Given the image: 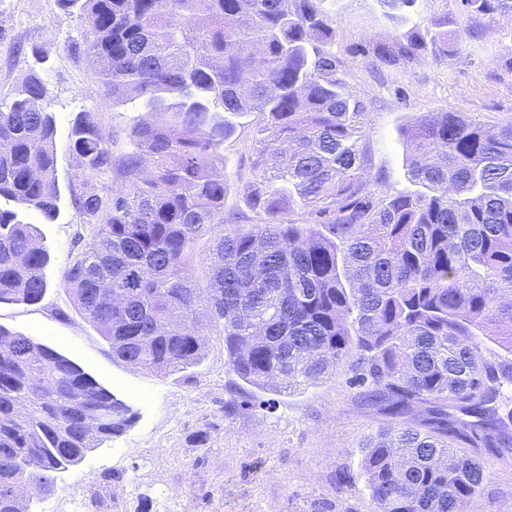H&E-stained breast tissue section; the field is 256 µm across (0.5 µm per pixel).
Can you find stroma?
I'll use <instances>...</instances> for the list:
<instances>
[{
	"label": "stroma",
	"mask_w": 512,
	"mask_h": 512,
	"mask_svg": "<svg viewBox=\"0 0 512 512\" xmlns=\"http://www.w3.org/2000/svg\"><path fill=\"white\" fill-rule=\"evenodd\" d=\"M336 37L329 50L337 75L368 114L366 142L373 171L388 187L407 191L404 130L431 112L453 111L494 126L512 121V10L467 17L460 0H417L406 18H387L381 0H326ZM444 22L468 27L462 49L448 59L417 58L392 67L372 47ZM86 19L59 0H0V101L14 96L29 72L47 87L44 104L57 123L54 148L61 215L52 224L35 212L50 254L41 302L0 303V325L67 355L136 418L122 435L62 474L53 494L35 505L51 512L68 498L80 512H377L362 469L364 445L393 421L366 398L349 365L291 393L260 390L233 372L217 333L206 338L200 365L156 374L113 360L108 344L72 306L61 281L77 253L84 219L71 195L79 191L69 131L76 115L96 112L114 155L148 114L135 100L106 102L87 52ZM259 114L239 118L224 143L225 207L241 205L251 168ZM483 491L473 512H512V449H479Z\"/></svg>",
	"instance_id": "35a3bbf8"
}]
</instances>
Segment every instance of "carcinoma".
<instances>
[{"instance_id": "obj_1", "label": "carcinoma", "mask_w": 512, "mask_h": 512, "mask_svg": "<svg viewBox=\"0 0 512 512\" xmlns=\"http://www.w3.org/2000/svg\"><path fill=\"white\" fill-rule=\"evenodd\" d=\"M322 2L61 0L88 21L107 93L154 116L119 156L97 113L75 118L74 203L92 233L63 288L115 359L148 371L200 364L212 330L236 375L262 390L295 391L350 362L367 398L403 419L363 457L378 512H472L484 469L462 448L512 446L501 404L512 386V121L427 115L407 132L417 189L390 192L367 171V113L336 78ZM461 5L469 17L506 7ZM372 53L386 66L440 61L448 31ZM46 93L31 73L0 109V201L53 223ZM251 112L262 117L256 223L224 210V140ZM108 173L121 184L107 194L85 180ZM49 259L37 227L0 207V303H39ZM487 339L502 352L486 356ZM134 418L78 364L0 325V512H26L13 486L52 493L57 474Z\"/></svg>"}]
</instances>
